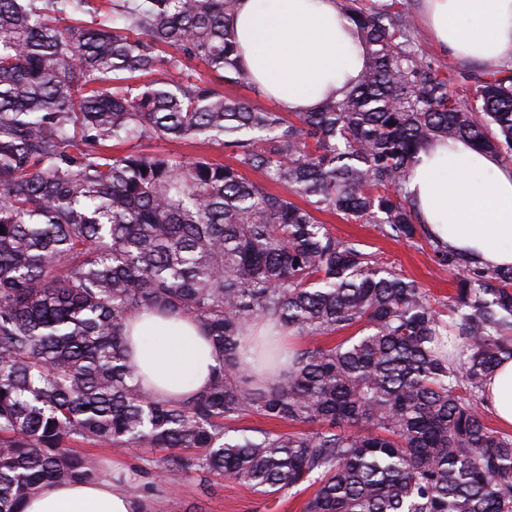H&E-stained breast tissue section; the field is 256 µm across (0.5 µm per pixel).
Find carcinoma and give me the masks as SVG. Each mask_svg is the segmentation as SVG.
<instances>
[{"label": "carcinoma", "mask_w": 512, "mask_h": 512, "mask_svg": "<svg viewBox=\"0 0 512 512\" xmlns=\"http://www.w3.org/2000/svg\"><path fill=\"white\" fill-rule=\"evenodd\" d=\"M238 6L0 0V512L101 477L84 445L160 449L119 475L138 512L157 489L139 478L188 469L185 451L265 496L313 489L304 512H512V434L485 419L512 358V267L434 239L407 191L432 142L512 161V68L449 75L407 10L339 0L365 54L357 81L311 112L260 110L214 84L254 85ZM195 60L213 79L185 73ZM146 137L215 143L234 163L117 150ZM325 212L425 242L456 276L451 320ZM137 311L202 326L222 356L204 393L160 401L135 381ZM262 320L308 339L272 378L242 348ZM250 414L298 430L228 435Z\"/></svg>", "instance_id": "obj_1"}]
</instances>
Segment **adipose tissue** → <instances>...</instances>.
Returning a JSON list of instances; mask_svg holds the SVG:
<instances>
[{
  "label": "adipose tissue",
  "instance_id": "obj_1",
  "mask_svg": "<svg viewBox=\"0 0 512 512\" xmlns=\"http://www.w3.org/2000/svg\"><path fill=\"white\" fill-rule=\"evenodd\" d=\"M439 49L489 70L512 64V0H420ZM241 61L284 111L341 97L363 67L352 26L336 0H239L233 22ZM424 224L441 242L480 261L512 266V165L458 141L421 150L408 177ZM137 379L156 399L186 402L208 389L221 356L189 315L136 312L124 324ZM500 424L512 429V359L488 383ZM108 473L90 483L43 486L24 512H137Z\"/></svg>",
  "mask_w": 512,
  "mask_h": 512
}]
</instances>
